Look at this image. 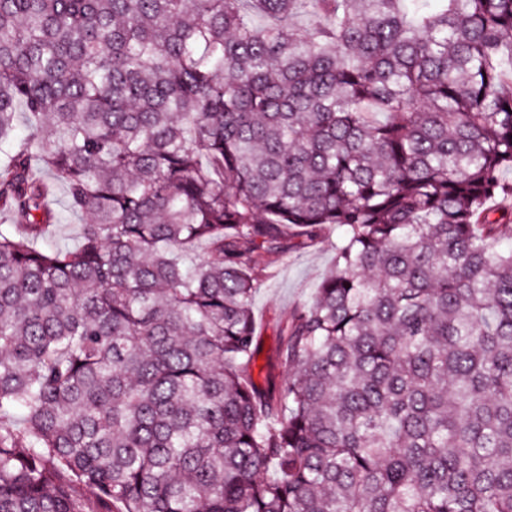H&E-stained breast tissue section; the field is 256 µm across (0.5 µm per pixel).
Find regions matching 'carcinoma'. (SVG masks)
<instances>
[{
	"label": "carcinoma",
	"instance_id": "obj_1",
	"mask_svg": "<svg viewBox=\"0 0 512 512\" xmlns=\"http://www.w3.org/2000/svg\"><path fill=\"white\" fill-rule=\"evenodd\" d=\"M1 145L0 512H512V0H0ZM68 193L65 185L57 183L53 196L54 208L63 215L60 224L52 227L51 236L48 241L60 245H73L79 234V224L82 220L78 217L69 215L66 212ZM336 232L321 244L288 252L274 265L273 275L267 279L253 301L254 312L263 325L255 377L262 381L266 365L274 356L285 315L294 306L307 302L325 276L334 268ZM264 367L259 375V369Z\"/></svg>",
	"mask_w": 512,
	"mask_h": 512
}]
</instances>
